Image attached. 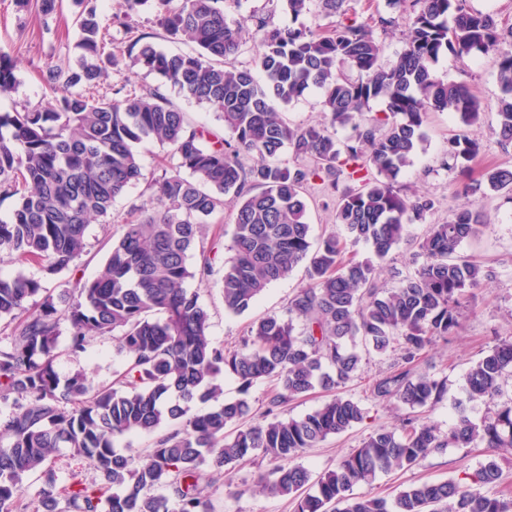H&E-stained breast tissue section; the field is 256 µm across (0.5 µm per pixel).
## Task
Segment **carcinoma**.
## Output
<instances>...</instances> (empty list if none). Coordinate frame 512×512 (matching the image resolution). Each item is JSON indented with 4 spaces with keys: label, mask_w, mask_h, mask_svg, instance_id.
Here are the masks:
<instances>
[{
    "label": "carcinoma",
    "mask_w": 512,
    "mask_h": 512,
    "mask_svg": "<svg viewBox=\"0 0 512 512\" xmlns=\"http://www.w3.org/2000/svg\"><path fill=\"white\" fill-rule=\"evenodd\" d=\"M153 2L162 28L195 45V52L171 53L145 41L134 63L185 98L214 107L231 139L192 125L158 86L89 94L105 73L91 9L74 19L79 68H47V84L61 90L55 105L0 112V197L17 198L9 219L0 220V252L38 265L47 276L85 253L87 226L107 217L116 197L143 177L136 145L156 141L172 152L170 167L151 181L145 216L122 225L93 280H77L56 297L39 279L0 276V321L12 325L13 336L0 348V402L13 406L0 421V512L23 510V483L31 475L44 479L36 512H208L204 486L256 452L276 462L258 479L259 491L293 497L296 512H327L331 505L336 512H512V499L474 489L497 482L495 462L481 465L470 484L421 482L392 499L352 496L354 485L412 468L442 448H512V398L478 423L459 407L446 433L414 416L399 430L382 427L314 483L296 459L361 422L358 402L336 395L299 419H282L273 400L263 425H244L250 407L243 397L187 416V404L222 394L223 372L237 379L243 395L265 380L288 397L317 386L337 389L359 368L358 343L399 353L397 369L375 381L373 398H394L413 410L442 399L445 380L418 374L410 364L434 339L455 332L466 290L485 279L480 264L457 252L480 232L485 213L471 202L430 225L418 244L422 263L387 289L371 260L345 256L346 243L336 234L311 250L305 191L314 179L329 181L335 191L336 177L346 175L351 185L336 203V223L352 243L368 244L386 259L405 239L407 225L434 208L430 197H407L393 184L423 141L428 114L452 112L466 126L481 116L467 85L436 75L442 56L497 53L501 97L494 133L500 143L512 142V45L503 47L512 27L503 28L493 13L468 10L466 0H415L403 48L384 67L373 29L386 33L399 18H360L349 0H281L295 20L314 6L317 15L337 21L314 30L252 15L254 65L237 68L245 26L228 22L223 0ZM345 66L358 77H342ZM16 81L10 56L0 51V93ZM312 89L325 121L288 124L280 106ZM378 99L390 116L382 129L365 118ZM348 127L354 135L337 139L336 130ZM285 149L313 164L288 166L280 160ZM480 153V143L458 134L448 140L446 166L465 176ZM245 155L254 159L248 167ZM484 180L512 194L511 168L489 169ZM226 195L233 196L235 213L234 257L220 281L225 310L244 313L302 263L309 279L286 315L257 321L236 350L212 342L209 315L186 288L187 279L212 272L204 229ZM195 251L200 264L193 271ZM37 295L42 301L27 305ZM65 323L69 356L86 353L92 336L118 343L128 361L116 385L95 387L81 371L58 377L54 361ZM511 374L512 342L502 341L469 369L468 401L495 399ZM164 422L173 429L144 453L117 450L119 438L153 432ZM61 448L93 465L103 482L88 484L74 471L57 486L52 459Z\"/></svg>",
    "instance_id": "1"
}]
</instances>
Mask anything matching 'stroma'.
Listing matches in <instances>:
<instances>
[{"label": "stroma", "instance_id": "1", "mask_svg": "<svg viewBox=\"0 0 512 512\" xmlns=\"http://www.w3.org/2000/svg\"><path fill=\"white\" fill-rule=\"evenodd\" d=\"M122 0H62L57 13L45 17L37 10L20 8L15 0H0V50L8 53L15 62L17 84L15 89L0 96V111L10 112L22 105L44 106L53 101L55 93L42 78L47 66L63 64L75 66L79 52L73 20L81 7L95 9L108 30L106 53L116 56L117 65L108 69L101 90L128 84L162 86L173 104L186 113L193 124L223 133L224 125L215 109L205 103L185 99L171 86L161 85L158 76L134 66L128 50L135 35L149 34L161 49L171 52L186 51V44L171 39L159 25L151 4H143L134 14V33L115 23ZM224 12L228 20L243 22L255 12L270 15L278 26L299 22L306 27H328L330 19L306 14L299 19L283 11L279 0H226ZM437 73L446 80L468 85L482 104L479 122L465 126L447 112L430 113L424 126L425 138L419 144L411 162L396 178V185L408 195L424 194L432 198L435 206L423 219L408 225V239L397 246L390 256L379 264V282L387 288L399 286L402 279L413 273L419 258L417 243L429 225L447 220L453 210L461 205L476 202L488 215L489 221L475 238L464 241L459 251L471 256L492 269V279L468 289L463 304L460 326L448 339L433 341L421 352L414 364L415 371L427 372L443 378L447 383L444 397L435 405L415 410L397 401H379L371 396V387L380 377L390 372L396 359L395 353L363 354L359 370L342 385L339 392L360 403L365 411L362 422L340 435H333L316 447L306 449L299 459L312 478H319L326 471L335 469L339 461L362 443L374 430L400 426L403 418L415 416L448 429L456 422L457 408L466 405L472 421H479L485 413L494 410V403H471L466 398V376L472 364L481 358L498 341L512 338V196L494 192L489 187L473 196L457 193L452 185L455 178L443 163L449 138L466 134L483 147L474 165L475 174L495 166H512V145L498 144L493 129L500 90L493 55L474 59H457L447 55L437 65ZM143 167V180L130 186L118 196L109 217L90 224L86 230L88 248L75 266L51 277H43L38 266L10 258L0 259V272L11 276L43 278L53 294H61L72 279H93L104 262L109 247L120 232L122 224L140 214L151 191L149 180L158 176L168 160L170 150L159 143L138 145ZM308 222L311 241L319 243L328 233L344 235V228L336 222V208L329 205L328 190L319 181L310 182L306 189ZM234 208L225 202L222 211L207 219V243L215 247L213 274L209 283L198 279L188 280L187 286L196 291L200 304L210 316V337L215 345L224 348L239 347L247 337L251 323L268 315H284L289 299L297 288L308 282L305 267H298L288 279L271 285L241 315L224 309L220 279L225 263L232 257ZM126 355L108 338L93 339L81 357L60 356L56 369L68 376L84 371L94 384L112 382L124 369ZM495 460L502 477L488 486V493L512 498V448H455L449 447L430 453L418 466L408 470L377 474L371 483L354 486L357 496L392 497L408 485L423 481H445L471 476L482 463ZM272 467L269 458L255 454L234 468L229 474L215 477L205 494L210 512H294L295 503L288 496H271L257 492V480Z\"/></svg>", "mask_w": 512, "mask_h": 512}]
</instances>
